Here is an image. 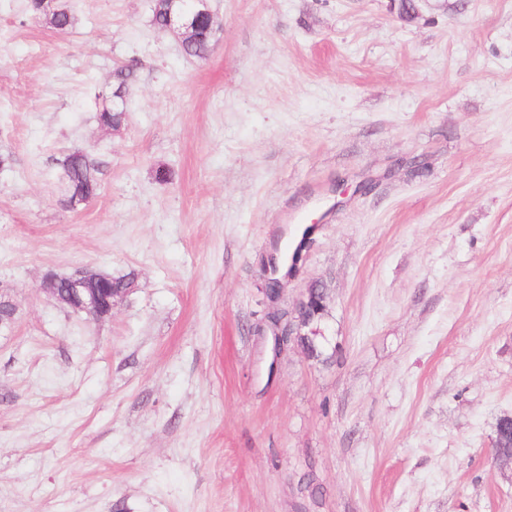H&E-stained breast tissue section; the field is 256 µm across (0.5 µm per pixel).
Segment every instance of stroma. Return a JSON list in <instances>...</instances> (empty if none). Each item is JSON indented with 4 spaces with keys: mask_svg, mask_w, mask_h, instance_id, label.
<instances>
[{
    "mask_svg": "<svg viewBox=\"0 0 512 512\" xmlns=\"http://www.w3.org/2000/svg\"><path fill=\"white\" fill-rule=\"evenodd\" d=\"M392 2L209 0L194 60L151 0L66 33L0 0V512H512V0ZM81 267L136 271L111 317L43 292ZM316 280L335 357L269 371L256 327ZM115 89L112 87V91L110 95L112 97H108L109 95H103V92H98V94L95 95V99L102 100L101 106L98 109L97 112V121L99 125L103 128L112 129V126H121L123 123L126 122L127 119V107L126 110L124 107L126 106L125 103V95H123V102L122 99L117 98L113 95ZM113 104H116V102H119L122 106V108H116L112 106ZM61 175L66 184V206L74 201L86 204L99 188L101 163L88 154L72 152L60 161ZM82 203V204H84ZM492 459L502 467L512 465V416L504 415L498 419Z\"/></svg>",
    "mask_w": 512,
    "mask_h": 512,
    "instance_id": "35a3bbf8",
    "label": "stroma"
}]
</instances>
